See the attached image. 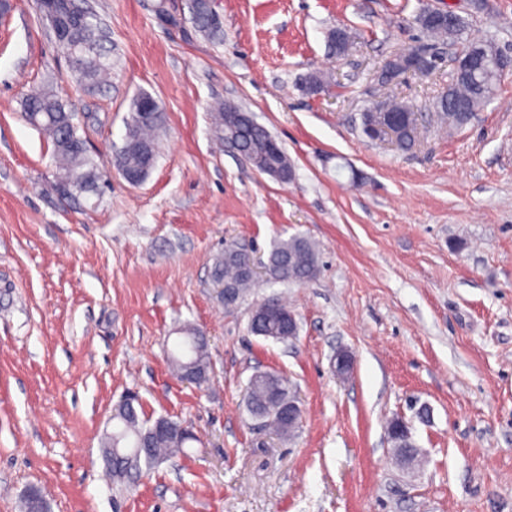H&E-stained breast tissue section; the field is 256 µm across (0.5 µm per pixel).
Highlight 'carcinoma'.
Instances as JSON below:
<instances>
[{"label": "carcinoma", "instance_id": "cac0c4a2", "mask_svg": "<svg viewBox=\"0 0 512 512\" xmlns=\"http://www.w3.org/2000/svg\"><path fill=\"white\" fill-rule=\"evenodd\" d=\"M191 15L195 29L209 37L223 32V21L215 10L213 0H191ZM426 33L455 44L465 40L464 51L473 61L472 69L451 73L452 81L437 97L434 107L450 126H462L474 112L494 96L503 72L499 59L492 55L495 43L488 38L465 39L467 23L461 17L445 19L428 10L416 18ZM102 38L101 25L96 14L83 26L70 28L63 25V34L55 43L60 51L74 60L71 70L87 87L102 83L112 69L108 55L99 48ZM150 98L142 94L133 99L130 118L127 121L123 144L116 150V164L120 171H151L159 154L157 133L164 127V113L147 120H138L140 103ZM383 109L402 110L408 113L406 130L398 142V149L413 148L418 141L414 106L392 101L381 105ZM25 119L41 130L51 141L55 163V175L68 178L75 184V197L86 193L99 194L101 174L89 156L85 139L78 134L77 114L72 112L58 93L50 86L36 88L24 101ZM216 132L218 136L234 135L242 153L262 173L272 169L286 172L292 164L282 146H270L271 133L257 124L251 113L222 104L216 108ZM319 271V255L316 245L308 238L295 234L272 244L267 263V275L282 284L305 283L316 278ZM210 279L232 289L236 296L252 287L254 279L242 265L238 249L232 243L225 246L211 267ZM257 304L258 318L249 324L256 336L286 342L284 337L288 319L294 313L278 298ZM177 338L170 353L171 363L177 376H191L195 384L206 382L210 368L205 337L194 327L185 325L176 329ZM291 390L288 381L273 372H257L248 381L243 394L246 410L251 418L274 427L289 435L297 428L296 423L277 417L278 407L288 399ZM112 433L105 437L103 454L112 478L123 481L142 467L151 468L159 461L183 451L194 440L189 432L181 429V423L170 418H160L148 423L141 418L134 402L122 400L112 410ZM393 446L402 457L412 460L418 450L409 433L389 432Z\"/></svg>", "mask_w": 512, "mask_h": 512}]
</instances>
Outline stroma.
Masks as SVG:
<instances>
[{
	"label": "stroma",
	"mask_w": 512,
	"mask_h": 512,
	"mask_svg": "<svg viewBox=\"0 0 512 512\" xmlns=\"http://www.w3.org/2000/svg\"><path fill=\"white\" fill-rule=\"evenodd\" d=\"M107 31L112 77L85 89L34 0L0 18V512L39 489L50 512H512V71L463 128L404 152L369 140L361 115L394 99L431 111L451 68L376 74L435 40L426 8H450L512 57V0H215L224 32L195 31L189 0H88ZM351 36L348 54L329 30ZM436 46V45H435ZM326 75L323 91L303 90ZM54 81L105 181L61 200L52 145L24 118ZM166 117L145 181L114 165L130 104ZM249 112L285 149L280 182L218 138L216 104ZM300 234L321 259L304 284L258 280L224 306L209 280L226 243L266 259ZM282 297L299 332L249 331L255 303ZM208 342L204 385L174 375L167 340ZM349 350L354 369L332 370ZM287 377L303 411L281 437L251 419L250 376ZM194 434L183 453L116 482L101 440L113 406ZM408 423L418 466L397 459Z\"/></svg>",
	"instance_id": "stroma-1"
}]
</instances>
